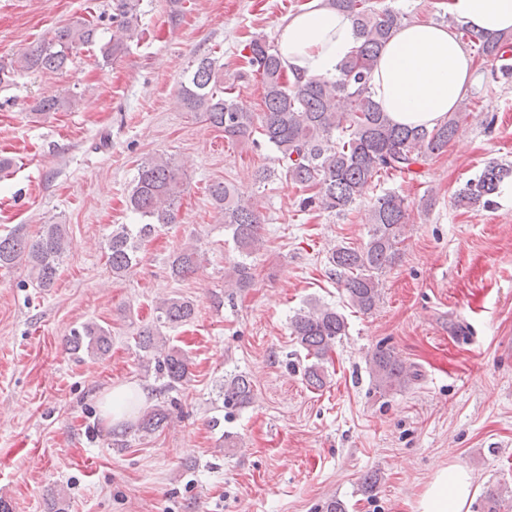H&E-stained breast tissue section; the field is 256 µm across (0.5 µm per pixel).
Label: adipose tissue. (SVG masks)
<instances>
[{
  "label": "adipose tissue",
  "mask_w": 512,
  "mask_h": 512,
  "mask_svg": "<svg viewBox=\"0 0 512 512\" xmlns=\"http://www.w3.org/2000/svg\"><path fill=\"white\" fill-rule=\"evenodd\" d=\"M450 15L472 31H512V0H447ZM356 45L351 17L309 6L278 28V46L289 78H333ZM475 64L455 29L416 21L395 32L372 73L375 103L401 126L432 128L456 109L473 82ZM474 479L465 469L439 468L422 493L419 512H466Z\"/></svg>",
  "instance_id": "adipose-tissue-1"
}]
</instances>
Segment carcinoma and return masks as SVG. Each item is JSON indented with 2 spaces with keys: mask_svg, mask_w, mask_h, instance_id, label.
<instances>
[{
  "mask_svg": "<svg viewBox=\"0 0 512 512\" xmlns=\"http://www.w3.org/2000/svg\"><path fill=\"white\" fill-rule=\"evenodd\" d=\"M139 0H116L109 21L112 36L101 46L109 60L124 52L138 37ZM322 5L350 15L357 44L338 66L334 79L312 77L303 84L290 82L278 48L264 38L252 39L248 63L263 86V112L255 123L233 100L224 97L223 71L208 58L199 59L181 86L178 103L197 112L212 126L224 130L231 141L250 140L258 133L278 153L288 183L299 190L313 191L300 206L317 205L338 213L350 210L365 188L384 174L410 176L422 161L448 149L458 134L469 105L448 116L432 129L394 124L374 102L370 80L377 57L395 31L405 25V14L374 0H323ZM461 40L474 47L485 64L487 78L496 83L512 77V32L478 34L444 16ZM99 40V27L78 18L59 26L54 35L28 48L16 58L0 60V84L17 71L55 73L65 69L77 50ZM512 178V165L489 163L474 179L456 193L461 207H485L502 184ZM184 181L176 162L163 156H148L137 165L134 186L128 196L132 212L145 219L143 224H119L106 242V261L112 274L125 277L139 263L141 243L157 229L177 221ZM212 205L224 217V230L234 241L241 260L224 273V287L242 290L252 285L251 255L263 246L261 215L256 204L243 199L233 186L215 181L209 185ZM408 203L404 197L386 192L378 196L370 210L367 241L360 247L338 245L331 249L329 263L342 284L347 303L368 314L381 300V274L400 258L405 241ZM69 243L62 224H45L37 237L21 229L0 235V269H10L26 259L36 287H54ZM202 254L194 245H183L172 256L170 272L182 279L194 273ZM152 325L137 333L136 347L142 361L154 364L162 389L176 392L189 380L188 354L171 344L163 329L186 323L195 316L193 301L170 297L160 301ZM291 335L311 363L304 378L313 388L325 384L324 364L336 342L346 335L345 317L329 304H315L297 312L290 321ZM66 345L71 353L92 359L105 357L112 348L109 328L88 321L74 330ZM376 389L383 393L399 391L416 378L412 366L391 350L378 347L369 359ZM254 385L244 374H231L217 385V400L224 409H239L253 402ZM169 413L156 404L135 422L112 430V445L129 446V439H145L164 429Z\"/></svg>",
  "mask_w": 512,
  "mask_h": 512,
  "instance_id": "1",
  "label": "carcinoma"
}]
</instances>
